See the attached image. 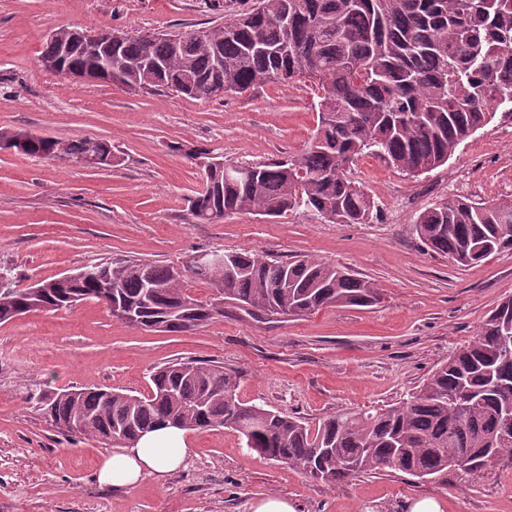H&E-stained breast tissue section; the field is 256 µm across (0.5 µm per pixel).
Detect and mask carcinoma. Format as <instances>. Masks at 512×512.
Here are the masks:
<instances>
[{"mask_svg": "<svg viewBox=\"0 0 512 512\" xmlns=\"http://www.w3.org/2000/svg\"><path fill=\"white\" fill-rule=\"evenodd\" d=\"M116 53L128 85L145 78V65L159 63L164 70L153 75V90L192 99L218 97L205 85L221 80L237 92L302 79L320 90V123L303 153L288 162L247 163L245 179L211 171L210 189L189 200L190 214L202 223L216 211L279 217L303 207L336 217V224H365L379 206L347 176L359 157L374 155L408 175L429 172L499 108L512 112V0H258L206 42L131 36ZM42 56L60 57L68 72L95 63L78 45L64 49L49 39ZM87 149L86 138H38L26 154L45 159L60 151L77 160ZM414 231L431 251L474 264L512 249V201L448 199L419 214ZM224 256L229 271L192 263L187 269L224 284V300L255 314L301 315L380 300L372 281L313 257L282 261L252 250ZM87 269L79 281L41 282L42 309L98 300L108 289L142 323L165 332H188L212 318L209 303L182 288L173 266L109 259ZM31 301L30 288L18 287L13 270L0 267V323L28 311ZM511 336L510 298L406 402L375 414L333 415L315 429L241 402L236 376L193 361L157 368L148 396L76 386L45 392L38 404L58 432L71 436L106 442L123 433L133 440L173 421L185 430L224 426L248 448L327 484L383 468L444 483L450 472L469 475L512 458V431H503L504 404L512 400Z\"/></svg>", "mask_w": 512, "mask_h": 512, "instance_id": "cac0c4a2", "label": "carcinoma"}]
</instances>
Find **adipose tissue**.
Masks as SVG:
<instances>
[{"instance_id":"obj_1","label":"adipose tissue","mask_w":512,"mask_h":512,"mask_svg":"<svg viewBox=\"0 0 512 512\" xmlns=\"http://www.w3.org/2000/svg\"><path fill=\"white\" fill-rule=\"evenodd\" d=\"M189 454L185 430L170 427L151 431L122 452L107 457L97 478L106 486L133 488L145 477L181 467Z\"/></svg>"}]
</instances>
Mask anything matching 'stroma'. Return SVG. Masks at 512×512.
<instances>
[{
  "label": "stroma",
  "mask_w": 512,
  "mask_h": 512,
  "mask_svg": "<svg viewBox=\"0 0 512 512\" xmlns=\"http://www.w3.org/2000/svg\"><path fill=\"white\" fill-rule=\"evenodd\" d=\"M226 2L216 10L209 0H0V133L106 139L114 158L88 169L0 150V266L28 287L108 259H141L183 269L188 292L210 301L216 289L186 272L190 257L253 249L346 266L375 282L381 301L303 316H257L228 301L186 333L126 324L94 300L0 323V512H248L268 496L300 512H403L422 496L443 512H512L509 459L443 484L387 468L330 486L222 426L189 431L184 468L112 489L96 474L120 445L63 435L37 411L46 390L148 395L151 373L176 360L223 366L237 375L242 402L313 427L342 412L382 411L406 401L512 297V250L463 267L424 250L413 232L421 212L450 198L512 200V112L498 110L447 163L414 177L360 157L348 176L380 208L368 223L298 210L199 224L188 200L204 171L184 149L235 163L297 158L319 122L315 86L267 83L203 100L78 82L40 64L50 28L182 35L255 0Z\"/></svg>",
  "instance_id": "stroma-1"
}]
</instances>
